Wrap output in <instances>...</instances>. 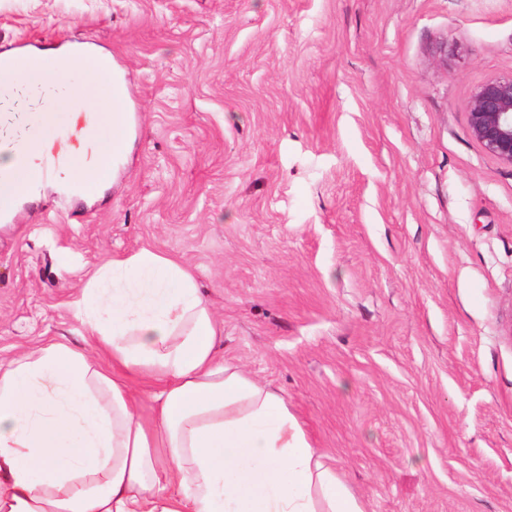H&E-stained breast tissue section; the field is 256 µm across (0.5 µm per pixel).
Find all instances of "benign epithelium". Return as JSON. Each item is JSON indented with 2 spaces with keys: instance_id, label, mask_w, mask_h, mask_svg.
I'll return each instance as SVG.
<instances>
[{
  "instance_id": "benign-epithelium-1",
  "label": "benign epithelium",
  "mask_w": 512,
  "mask_h": 512,
  "mask_svg": "<svg viewBox=\"0 0 512 512\" xmlns=\"http://www.w3.org/2000/svg\"><path fill=\"white\" fill-rule=\"evenodd\" d=\"M468 131L488 154L512 166V74L491 77L474 89Z\"/></svg>"
}]
</instances>
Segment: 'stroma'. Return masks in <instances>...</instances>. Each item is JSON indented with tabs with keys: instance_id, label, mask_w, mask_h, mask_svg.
Segmentation results:
<instances>
[{
	"instance_id": "stroma-1",
	"label": "stroma",
	"mask_w": 512,
	"mask_h": 512,
	"mask_svg": "<svg viewBox=\"0 0 512 512\" xmlns=\"http://www.w3.org/2000/svg\"><path fill=\"white\" fill-rule=\"evenodd\" d=\"M46 40L118 62L133 144L0 222V363L87 350V276L146 247L366 512H512V166L467 125L512 0H0Z\"/></svg>"
}]
</instances>
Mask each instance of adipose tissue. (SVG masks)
Here are the masks:
<instances>
[{"instance_id": "obj_1", "label": "adipose tissue", "mask_w": 512, "mask_h": 512, "mask_svg": "<svg viewBox=\"0 0 512 512\" xmlns=\"http://www.w3.org/2000/svg\"><path fill=\"white\" fill-rule=\"evenodd\" d=\"M109 57L69 83L95 114L101 158L64 176L81 196L108 185L130 143L125 84ZM0 149V210L41 184ZM76 316L112 361L50 342L0 363V512H364L324 468L284 398L218 361L221 335L194 275L144 248L86 280ZM143 380L151 417L139 412Z\"/></svg>"}]
</instances>
